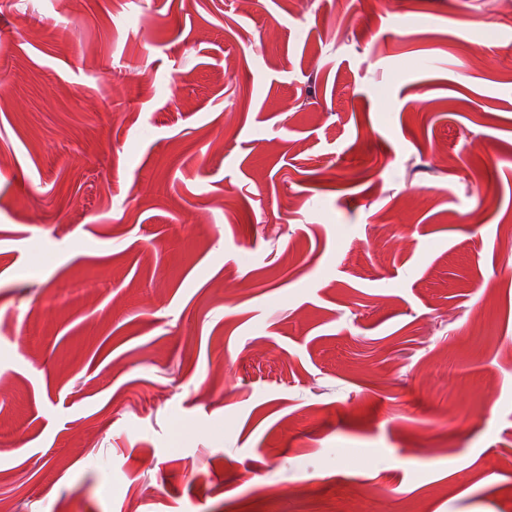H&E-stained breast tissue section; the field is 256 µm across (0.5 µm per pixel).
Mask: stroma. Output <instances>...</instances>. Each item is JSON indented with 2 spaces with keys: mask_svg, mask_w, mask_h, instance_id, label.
<instances>
[{
  "mask_svg": "<svg viewBox=\"0 0 512 512\" xmlns=\"http://www.w3.org/2000/svg\"><path fill=\"white\" fill-rule=\"evenodd\" d=\"M511 44L512 0H0V501L512 512Z\"/></svg>",
  "mask_w": 512,
  "mask_h": 512,
  "instance_id": "1",
  "label": "stroma"
}]
</instances>
